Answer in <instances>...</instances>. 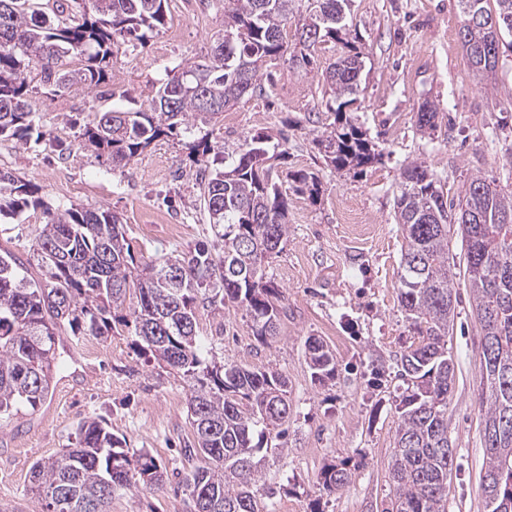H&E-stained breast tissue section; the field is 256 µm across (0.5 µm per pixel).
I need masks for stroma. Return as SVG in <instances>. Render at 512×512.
Returning <instances> with one entry per match:
<instances>
[{"label": "stroma", "instance_id": "stroma-1", "mask_svg": "<svg viewBox=\"0 0 512 512\" xmlns=\"http://www.w3.org/2000/svg\"><path fill=\"white\" fill-rule=\"evenodd\" d=\"M167 14L165 27L145 47L115 48L113 95L80 86L51 100L35 94L33 128L41 140L0 137V170L40 188L41 205L0 220V248L25 262L29 276L38 274L30 245L47 211L74 204L117 213L139 267L201 241L215 242L195 169L176 141L157 140L121 171L79 139L98 113L148 105L172 68L207 58L224 30V0H167ZM460 20L458 0H354L351 21L365 66L348 111L384 152L362 173H337L312 143L333 120L321 74L336 57L329 43L316 53L319 69L279 65L270 96L241 100L216 126L229 152L249 134L287 135L280 171L311 172L321 181L315 200L293 181H279L288 198V237L265 266L285 296L276 339L259 343L241 308L197 309L203 352L288 379L287 432L258 470L277 488V505H289L290 512H386L394 497L389 469L395 407L405 391L397 360L415 339L397 300L402 235L394 199L404 165L424 162L453 200L477 174L512 186V52L500 56L494 72L475 73L457 36ZM427 101L439 112L430 133L417 127V112ZM455 289L448 437L457 459L448 473V512H485L478 412L482 336L463 279H456ZM311 337L333 353L334 380L312 378L305 349ZM60 338L65 351L54 390L36 408L0 422V512H42L29 490L31 466L74 443L80 422L101 421L128 448L149 452L170 471L181 470L180 452L193 440L188 382L147 362L131 333L76 340L64 330ZM334 460L347 461L352 477L328 496L318 481ZM105 510L194 512V505L171 480L159 489L116 491Z\"/></svg>", "mask_w": 512, "mask_h": 512}]
</instances>
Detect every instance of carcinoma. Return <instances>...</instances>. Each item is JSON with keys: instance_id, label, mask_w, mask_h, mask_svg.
I'll return each instance as SVG.
<instances>
[{"instance_id": "cac0c4a2", "label": "carcinoma", "mask_w": 512, "mask_h": 512, "mask_svg": "<svg viewBox=\"0 0 512 512\" xmlns=\"http://www.w3.org/2000/svg\"><path fill=\"white\" fill-rule=\"evenodd\" d=\"M167 0H0V136L19 138L32 128L35 112L27 74L44 93L56 96L74 85L107 86L113 48H136L164 27ZM458 37L478 73L496 66L512 34V0H458ZM352 0H224V36L209 60L189 62L163 81L145 108L102 112L81 141L123 169L160 137L185 145L193 158L196 185L217 231L220 246L204 241L181 258L134 267L131 244L119 217L109 210L75 206L50 215L35 238L41 278L18 272V258L0 253V419L35 408L49 394L56 374L59 330L108 339L117 327L132 329L141 349L180 374L192 387L188 400L191 463L181 484L194 512H262L260 500L277 490L261 484L255 454L264 438H280L291 405L288 379L269 369L235 361L208 360L198 343L197 300L212 290L210 304L242 307L261 341L275 338L281 292L264 273L265 261L281 251L288 235V201L272 173L288 152L287 142L246 136L224 169L208 165L221 149L214 138L224 111L263 91V66L281 60L294 69L316 63L320 45L340 46L337 61L322 72L337 106L330 131L315 139L326 165L337 171L368 167L381 152L347 113L356 94L364 52L349 23ZM302 17L299 39L288 48L287 26ZM82 61L70 69L66 58ZM198 89L178 94V87ZM437 108L425 102L420 130L437 126ZM310 197L319 193L312 173L289 174ZM395 200L404 239L398 300L418 341L400 355L398 375L407 383L398 407L390 479L394 501L386 512H448V470L456 449L448 438V399L455 365L448 336L455 317L456 255L453 235L465 247L463 276L482 333L481 351L493 347V364L480 382L485 472L482 491L488 512H512V187L494 178L470 179L458 202L445 197L440 179L423 162L408 163ZM37 188L0 170V215L39 205ZM177 266L178 283L167 280ZM135 302L126 304L128 296ZM312 375L336 376V361L322 342L307 346ZM351 472L335 463L320 474L323 493L334 494ZM30 491L46 512H102L116 490L142 484L160 488L165 471L146 451L129 452L101 422L79 427L75 446L33 463Z\"/></svg>"}]
</instances>
